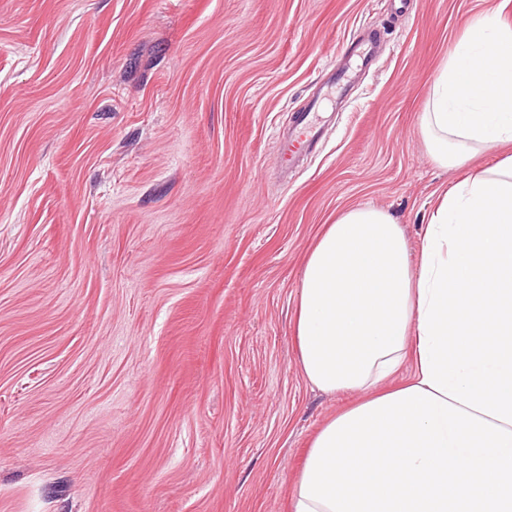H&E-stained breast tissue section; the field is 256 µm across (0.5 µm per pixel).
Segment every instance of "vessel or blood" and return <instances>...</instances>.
<instances>
[{
  "label": "vessel or blood",
  "mask_w": 512,
  "mask_h": 512,
  "mask_svg": "<svg viewBox=\"0 0 512 512\" xmlns=\"http://www.w3.org/2000/svg\"><path fill=\"white\" fill-rule=\"evenodd\" d=\"M376 41L368 39L353 42L342 57L323 79L316 97L309 100L304 108L295 116L293 127L279 149L278 164L289 169L294 167L302 150L315 146L323 137V127L318 120L316 110L322 100L331 97L336 85L350 84L351 60L359 58L362 63H369L374 56Z\"/></svg>",
  "instance_id": "1"
}]
</instances>
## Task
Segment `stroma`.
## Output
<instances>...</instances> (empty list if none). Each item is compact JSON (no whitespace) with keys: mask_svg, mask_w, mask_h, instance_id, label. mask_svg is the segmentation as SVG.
<instances>
[{"mask_svg":"<svg viewBox=\"0 0 512 512\" xmlns=\"http://www.w3.org/2000/svg\"><path fill=\"white\" fill-rule=\"evenodd\" d=\"M512 0H0V512H289L355 399L292 319L356 203L411 252L461 176L419 134L468 21ZM384 36L289 177L279 134Z\"/></svg>","mask_w":512,"mask_h":512,"instance_id":"35a3bbf8","label":"stroma"}]
</instances>
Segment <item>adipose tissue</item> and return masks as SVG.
<instances>
[{
  "instance_id": "1",
  "label": "adipose tissue",
  "mask_w": 512,
  "mask_h": 512,
  "mask_svg": "<svg viewBox=\"0 0 512 512\" xmlns=\"http://www.w3.org/2000/svg\"><path fill=\"white\" fill-rule=\"evenodd\" d=\"M420 132L446 169L512 149V25H469ZM294 336L314 387L360 398L312 439L290 512H512V152L443 192L418 257L385 210L340 211L306 257Z\"/></svg>"
}]
</instances>
